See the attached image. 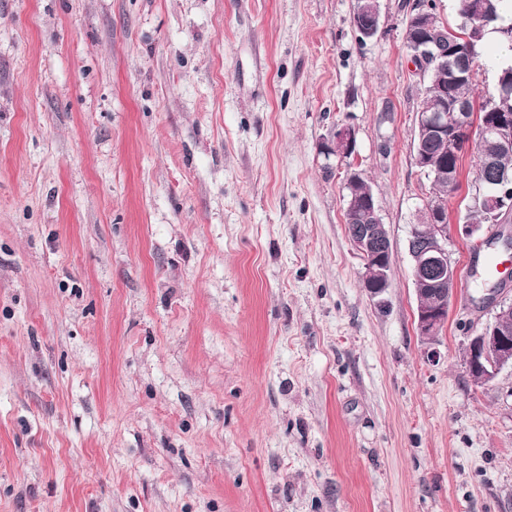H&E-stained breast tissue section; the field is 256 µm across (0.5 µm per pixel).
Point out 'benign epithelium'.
Returning a JSON list of instances; mask_svg holds the SVG:
<instances>
[{
  "mask_svg": "<svg viewBox=\"0 0 512 512\" xmlns=\"http://www.w3.org/2000/svg\"><path fill=\"white\" fill-rule=\"evenodd\" d=\"M353 23L363 37L375 36L380 28L379 0H357ZM470 42L468 36L459 42L447 27L438 25L424 27L423 33L413 40L412 57L421 71L450 93L449 103L439 111L417 113L414 162L430 172L448 170V184L454 185L459 180L458 167L446 166L445 159L426 151L423 143L445 138L450 126L465 128L476 122L480 129L475 147L485 154L486 168L475 180L473 199L500 215L512 210V178L506 177L496 165L498 153L512 151V75L501 77L498 104L481 117L474 116L468 100L454 91L472 67ZM354 145V130L343 125L330 131L322 150L325 158L342 160L352 154ZM348 210L353 219L361 222L352 246L363 262V287L376 297L390 287L393 255L388 230L372 193H367L365 203L352 199ZM447 222V198L433 195L425 201L418 223L410 231L409 255L417 299L434 296L432 303H420L417 307V330L428 341L434 340L444 326L456 294L457 270L448 253ZM454 229L463 238L483 240L481 224L466 222L454 225ZM506 286L507 282L501 280L486 289L487 299L495 307L493 320L470 339L466 348L467 373L476 384H487L502 367L512 366V327L504 323V318L512 314V300L502 298Z\"/></svg>",
  "mask_w": 512,
  "mask_h": 512,
  "instance_id": "obj_1",
  "label": "benign epithelium"
}]
</instances>
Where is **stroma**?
<instances>
[{
    "mask_svg": "<svg viewBox=\"0 0 512 512\" xmlns=\"http://www.w3.org/2000/svg\"><path fill=\"white\" fill-rule=\"evenodd\" d=\"M354 4L0 0V512H512V366L465 367L494 314L470 241L444 328L416 326V0L370 39ZM354 145V130L347 125H343L330 131L327 139L323 142L322 153L326 159L334 157L342 160L352 154ZM366 184V183H365ZM356 183L352 189L345 183L346 204L351 198L352 191L365 194L367 191V203L354 198L350 201L348 210L353 220L359 224H347L349 239L352 238V246L363 262V287L371 297L379 296L390 287V271L393 261L391 243L386 225L383 224L375 199L366 184Z\"/></svg>",
    "mask_w": 512,
    "mask_h": 512,
    "instance_id": "obj_1",
    "label": "stroma"
}]
</instances>
